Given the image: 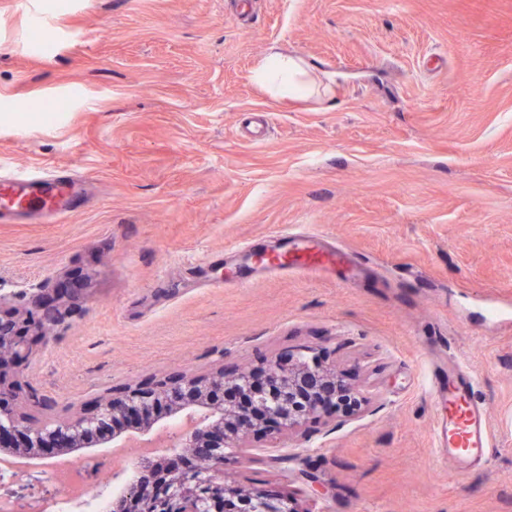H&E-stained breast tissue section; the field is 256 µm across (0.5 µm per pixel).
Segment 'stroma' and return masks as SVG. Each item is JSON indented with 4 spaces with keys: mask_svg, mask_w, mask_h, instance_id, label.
<instances>
[{
    "mask_svg": "<svg viewBox=\"0 0 512 512\" xmlns=\"http://www.w3.org/2000/svg\"><path fill=\"white\" fill-rule=\"evenodd\" d=\"M40 2L41 32L0 0V165L92 188L54 222L0 221V296L68 306L29 350L37 399L18 411L292 353L362 404L244 438L227 480L301 512H512V0ZM274 46L335 75L333 101L266 94L252 73ZM296 227L360 274L242 251ZM243 269L249 287H218ZM453 359L492 443L461 479L434 446Z\"/></svg>",
    "mask_w": 512,
    "mask_h": 512,
    "instance_id": "35a3bbf8",
    "label": "stroma"
}]
</instances>
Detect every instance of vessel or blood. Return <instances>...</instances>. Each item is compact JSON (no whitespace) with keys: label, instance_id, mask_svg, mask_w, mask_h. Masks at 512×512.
<instances>
[{"label":"vessel or blood","instance_id":"vessel-or-blood-1","mask_svg":"<svg viewBox=\"0 0 512 512\" xmlns=\"http://www.w3.org/2000/svg\"><path fill=\"white\" fill-rule=\"evenodd\" d=\"M79 186V180L64 170L1 169L0 194L7 196L8 201L0 205V213L16 218L62 216L67 213ZM290 242L293 263L299 271L316 273L326 266L348 268L352 265L342 252L316 249L311 237L294 234ZM475 388L476 379L472 374L456 370L441 397L447 422L435 430L437 447L444 449L459 477L486 458L491 448L489 423L475 398Z\"/></svg>","mask_w":512,"mask_h":512}]
</instances>
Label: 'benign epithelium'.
<instances>
[{"instance_id": "7a95c632", "label": "benign epithelium", "mask_w": 512, "mask_h": 512, "mask_svg": "<svg viewBox=\"0 0 512 512\" xmlns=\"http://www.w3.org/2000/svg\"><path fill=\"white\" fill-rule=\"evenodd\" d=\"M63 314L57 299L37 297L25 308H4L0 299V461L14 476L27 469L20 458L58 457L104 438L103 430L118 420L147 431L155 411L166 403L170 416H183L180 437L166 449L167 463L151 473L148 483L129 482L112 501V512H299L294 499L262 486L240 487L225 479L228 451L246 436L291 432L358 404L356 392L336 367L300 360L293 355L265 367L266 390L256 377L222 367L207 375L174 374L128 388L97 407L51 421L19 416L13 401L19 385L9 372L24 365L32 341ZM37 480L7 495L13 512H46L53 494L36 488Z\"/></svg>"}]
</instances>
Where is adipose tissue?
<instances>
[{
	"mask_svg": "<svg viewBox=\"0 0 512 512\" xmlns=\"http://www.w3.org/2000/svg\"><path fill=\"white\" fill-rule=\"evenodd\" d=\"M256 78L276 98L311 100L319 104L334 94L331 82L316 80L301 57L279 47L271 48L258 63Z\"/></svg>",
	"mask_w": 512,
	"mask_h": 512,
	"instance_id": "ef3b65f1",
	"label": "adipose tissue"
}]
</instances>
